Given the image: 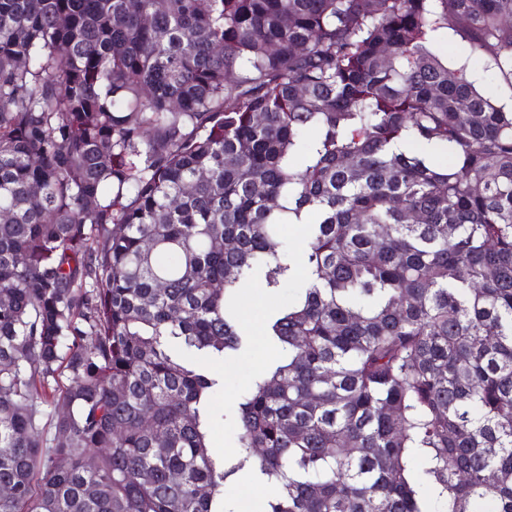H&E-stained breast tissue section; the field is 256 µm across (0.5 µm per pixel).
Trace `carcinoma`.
Returning a JSON list of instances; mask_svg holds the SVG:
<instances>
[{
    "mask_svg": "<svg viewBox=\"0 0 512 512\" xmlns=\"http://www.w3.org/2000/svg\"><path fill=\"white\" fill-rule=\"evenodd\" d=\"M449 29L512 86V0H0V512H512V110ZM290 224L216 454L188 355ZM464 45L459 36L449 29L440 39L439 53L448 61L449 66H456L462 64L468 55ZM470 76L478 89L491 91L496 99L497 105L505 109L512 108V93L507 81L504 80L495 69L491 68L486 60L477 63H470ZM308 232L303 224L289 225L285 232L286 247L298 264L294 278L287 280L279 289L265 288L263 278L254 274L241 287L235 308L243 324L250 330V346L247 350L225 358L214 369L224 377V389L214 401L218 418L212 435L213 450L217 454H228L235 446L233 415L242 394L249 388L259 369H264L277 355L274 346L267 341L262 330L263 315L275 308L288 304L302 288L300 262L306 247ZM271 492L269 487H261V486H250L248 488H243L240 480L230 481L225 486L226 496L231 499H237L240 503L239 511L245 508V494L250 497H266Z\"/></svg>",
    "mask_w": 512,
    "mask_h": 512,
    "instance_id": "cac0c4a2",
    "label": "carcinoma"
}]
</instances>
